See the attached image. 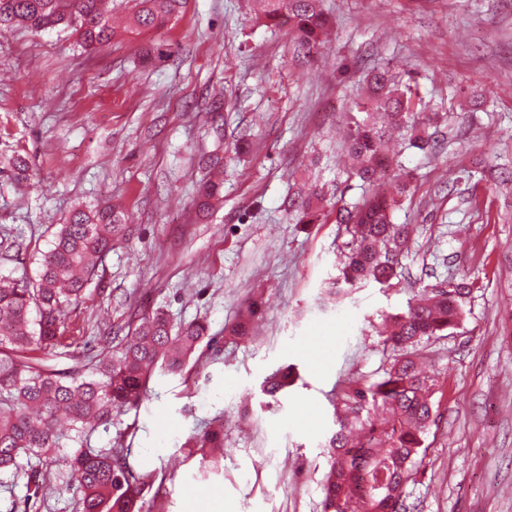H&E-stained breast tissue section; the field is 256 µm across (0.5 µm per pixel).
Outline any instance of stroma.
Here are the masks:
<instances>
[{
    "label": "stroma",
    "instance_id": "35a3bbf8",
    "mask_svg": "<svg viewBox=\"0 0 512 512\" xmlns=\"http://www.w3.org/2000/svg\"><path fill=\"white\" fill-rule=\"evenodd\" d=\"M320 5L330 33L313 54L251 0H189L164 28L91 54L67 31L0 33V240L23 244L0 252V271L34 279L35 251L74 209L116 204L126 222L73 315L75 342L101 354L99 337L159 308L207 325L212 345L181 373H154L148 399L91 437L151 473L146 512H321L333 400L388 368L387 316L425 286L467 281L461 327L417 347L437 418L406 502L512 512V0ZM379 67L432 106L437 146L398 152L401 276L323 310L348 252L337 204L363 192L344 133L359 80ZM204 155L223 157L224 187L202 219ZM17 156L22 181L7 165ZM315 188L323 216L296 223L285 199ZM255 302L250 336L229 335ZM286 366L297 378L269 403L260 385ZM218 425L213 459L193 439ZM48 480L43 501L25 473H0V512H77L64 470Z\"/></svg>",
    "mask_w": 512,
    "mask_h": 512
}]
</instances>
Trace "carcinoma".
Instances as JSON below:
<instances>
[{"label": "carcinoma", "mask_w": 512, "mask_h": 512, "mask_svg": "<svg viewBox=\"0 0 512 512\" xmlns=\"http://www.w3.org/2000/svg\"><path fill=\"white\" fill-rule=\"evenodd\" d=\"M105 0H0V30L16 27L45 31L58 26L73 30L79 46L92 50L115 39L118 30ZM257 19L267 27L288 26L309 51L323 42L326 18L320 0H252ZM187 0H138L135 26L162 27L185 9ZM425 103L408 85L386 70L372 72L364 87V117L347 139L354 175L375 184L395 163L386 146L391 131L408 126ZM221 183L205 182L199 209L220 193ZM315 193L288 206L299 222L319 217ZM394 198L374 192L344 205L336 223L350 235L349 254L340 275L325 291L335 303L364 281L388 285L401 274L400 260L409 230L392 223ZM124 215L111 207L78 210L61 225L50 247L39 252L36 279L25 281L0 273V473L17 472L37 459L45 466H63L74 484L78 512H143L142 493L150 474L137 471L128 449H93L88 438L101 425L142 404L156 367L170 373L184 370L199 345L213 341L205 324L178 328L155 311L126 336H109L107 362L74 351V366L57 370L31 351L50 353L67 339L69 321L82 303L90 277L112 249V232ZM470 285H430L390 316L383 344L399 352L384 376L370 383L348 382L335 413L336 431L325 475L322 512H407L406 485L414 480L427 456L425 436L435 422L434 379L423 374L413 348L424 338L459 327L463 299ZM290 368L265 378L262 393L278 400L289 386ZM68 420L62 432L61 419ZM200 448L224 447V426L195 439ZM74 452L61 457L59 450Z\"/></svg>", "instance_id": "cac0c4a2"}]
</instances>
